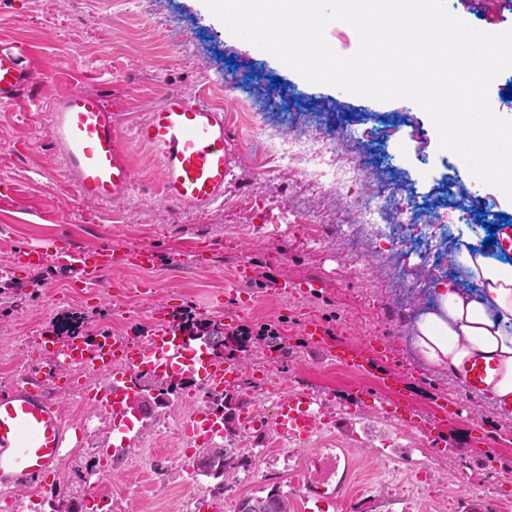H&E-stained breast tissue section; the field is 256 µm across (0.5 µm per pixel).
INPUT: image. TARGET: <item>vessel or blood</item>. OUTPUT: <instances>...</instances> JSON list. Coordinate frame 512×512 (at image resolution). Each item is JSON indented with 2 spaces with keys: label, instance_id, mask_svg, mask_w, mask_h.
Instances as JSON below:
<instances>
[{
  "label": "vessel or blood",
  "instance_id": "vessel-or-blood-1",
  "mask_svg": "<svg viewBox=\"0 0 512 512\" xmlns=\"http://www.w3.org/2000/svg\"><path fill=\"white\" fill-rule=\"evenodd\" d=\"M30 84L24 52L0 46V102L14 100ZM51 112V141L76 191L109 205L127 201L133 181L118 112L102 96L85 90L54 97ZM131 135L136 143L158 153L161 192L167 204L206 210L223 200L236 152L222 109L171 92L136 124ZM54 255L78 271L76 287L89 290L121 264L143 269L156 264L150 251L126 255L108 245L83 251L67 240L56 245ZM307 336L325 359L366 371L367 362L357 349L331 341L319 325L309 324ZM74 363L85 373L111 375L103 395L110 403L113 433L123 450L130 448L141 432L149 384L187 378L193 387L221 394L234 389L240 379L238 363L216 357L206 341L186 336L175 326L169 309L157 310L146 334L137 338L111 336L93 348L75 341L62 347L41 342L29 352L23 376L0 387V485L20 477H40L57 466L64 448L82 446V435H70L56 400V389ZM497 369L495 362L473 356L462 363L456 376L464 389L476 396L489 389ZM255 383L273 396V412L261 418L244 414L239 419L242 430L258 428L300 448L319 436L332 418L330 398L323 393L305 386L286 391L265 374L256 376ZM377 412L402 427L430 432L443 425L442 420L419 417L403 395L380 400ZM200 431L209 437L223 434V418L207 411L185 427L189 436ZM305 495L316 506L342 498L340 488L320 482L307 483Z\"/></svg>",
  "mask_w": 512,
  "mask_h": 512
}]
</instances>
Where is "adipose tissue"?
Wrapping results in <instances>:
<instances>
[{
  "label": "adipose tissue",
  "mask_w": 512,
  "mask_h": 512,
  "mask_svg": "<svg viewBox=\"0 0 512 512\" xmlns=\"http://www.w3.org/2000/svg\"><path fill=\"white\" fill-rule=\"evenodd\" d=\"M481 294H469L450 284H438L439 308L422 314L412 326V341L423 360L455 370L462 362L482 355L500 364L491 394H512V265L482 253L457 257Z\"/></svg>",
  "instance_id": "adipose-tissue-1"
}]
</instances>
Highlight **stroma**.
<instances>
[{"instance_id":"1","label":"stroma","mask_w":512,"mask_h":512,"mask_svg":"<svg viewBox=\"0 0 512 512\" xmlns=\"http://www.w3.org/2000/svg\"><path fill=\"white\" fill-rule=\"evenodd\" d=\"M473 26L512 28V0H450ZM0 41L27 52L33 93L0 104V385L20 377L30 347L53 335L71 313L90 336L138 335L152 311L182 310L247 329H278L290 346L274 366L283 382L312 385L335 399L366 393L356 416L335 415L309 450L274 446L251 434L238 446L250 465L228 485L186 470L179 425L191 404L164 411L166 430L145 426L111 476L88 489L101 449L111 447L113 421L104 418L82 447L64 449L54 477L21 479L0 488L6 499L43 500L41 512H84L91 495L112 512H196L199 499L223 500L238 512L246 497L284 492L290 512H305L309 480L336 482V456L353 472L345 504L324 512H454L464 493L486 497L490 512H512V414L489 396L472 397L447 369L426 365L411 327L438 305L435 285L450 282L476 292L456 262L462 250L512 264V250L488 244L489 226L512 218V201L457 170L454 153L439 149L425 112L401 100L378 102L315 85L275 57L229 36L202 0H0ZM232 83H225V76ZM100 93L133 126L170 92L203 98L224 110L237 144L235 175L224 199L205 211H183L160 194L155 155L128 143L136 190L129 202L105 205L82 197L64 175L51 144L50 102L60 92ZM338 140L363 153L370 178L386 192V219L415 224L466 196L468 218L445 213L432 241L399 233L383 242L353 221L352 197L316 189L301 166L282 162L267 130ZM68 237L79 248L110 245L146 250L155 267L114 268L92 290L74 287L76 272L46 255L36 265L23 248ZM287 291H278V283ZM357 347L372 372L337 374L305 339L308 324ZM405 387L422 417L455 415L442 431L405 430L377 416L372 399L387 397L385 376ZM489 433L494 454L478 443Z\"/></svg>"}]
</instances>
